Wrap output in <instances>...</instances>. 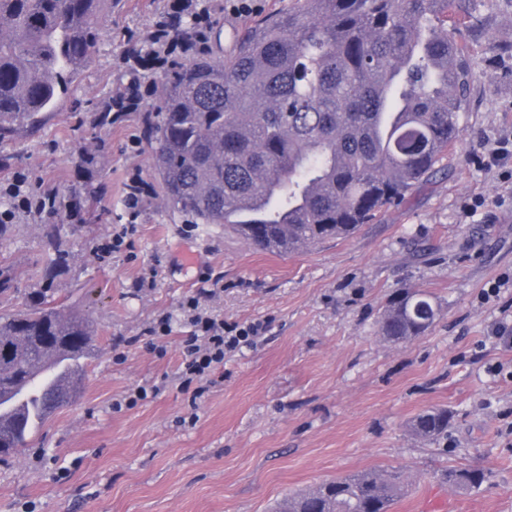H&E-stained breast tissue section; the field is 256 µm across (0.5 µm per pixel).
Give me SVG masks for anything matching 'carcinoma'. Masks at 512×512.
<instances>
[{"mask_svg": "<svg viewBox=\"0 0 512 512\" xmlns=\"http://www.w3.org/2000/svg\"><path fill=\"white\" fill-rule=\"evenodd\" d=\"M475 0H295L245 28L235 51L175 68L147 138L174 211L193 224H228L254 247L282 254L353 235L408 201L457 140L474 74L470 46L448 18ZM112 0H0V142L35 131L91 66ZM41 276L73 256L43 229ZM405 289L377 317L398 345L425 335L439 311ZM97 350L88 314L54 297L0 313V461L82 394ZM446 409L416 415L435 440ZM479 468H448V486L480 488ZM407 487L399 471L365 470L291 495L272 512H393Z\"/></svg>", "mask_w": 512, "mask_h": 512, "instance_id": "cac0c4a2", "label": "carcinoma"}]
</instances>
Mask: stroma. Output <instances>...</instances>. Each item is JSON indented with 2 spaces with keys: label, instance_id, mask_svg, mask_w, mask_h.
Here are the masks:
<instances>
[{
  "label": "stroma",
  "instance_id": "obj_1",
  "mask_svg": "<svg viewBox=\"0 0 512 512\" xmlns=\"http://www.w3.org/2000/svg\"><path fill=\"white\" fill-rule=\"evenodd\" d=\"M210 52L232 50L250 24L287 12L291 0H248L246 11L206 0ZM168 0H114L94 62L37 132L0 143L7 166L31 188L59 190V240L74 256L56 278L59 295L89 313L103 351L88 362L83 393L37 434L31 448L0 463V512H267L288 494L367 469H401L407 494L396 512H512V349L492 336L512 320V155L489 164L512 140V0H482L467 21L475 74L470 104L448 165L406 204L346 239L283 255L261 251L220 224H192L164 200L145 129L161 99L164 69L140 71L151 91L141 111L102 126L103 105L129 73L122 59L144 49ZM149 186L131 217L125 185ZM130 242L104 251L116 228ZM43 227L23 219L0 240V265L14 289L0 311L35 301ZM218 283L208 302L225 323L263 321L251 346L224 360V376L190 409L177 380L190 327L180 304ZM498 286L499 293L484 299ZM432 294L441 317L424 335L386 342L376 317L400 289ZM175 317L164 356L147 347L159 316ZM165 380L153 401L114 410L137 385ZM453 415L446 437L410 431L421 411ZM196 412L195 425H181ZM448 467H480L481 489L451 488Z\"/></svg>",
  "mask_w": 512,
  "mask_h": 512
}]
</instances>
